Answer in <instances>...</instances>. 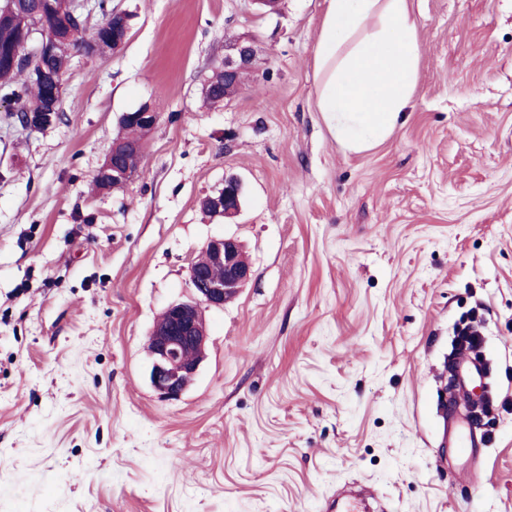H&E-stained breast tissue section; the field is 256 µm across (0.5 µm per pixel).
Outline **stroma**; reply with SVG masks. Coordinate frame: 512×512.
I'll return each instance as SVG.
<instances>
[{
    "label": "stroma",
    "instance_id": "obj_1",
    "mask_svg": "<svg viewBox=\"0 0 512 512\" xmlns=\"http://www.w3.org/2000/svg\"><path fill=\"white\" fill-rule=\"evenodd\" d=\"M112 6L129 35L73 56L60 122L0 116V512H324L353 483L384 512H512V0H412L411 102L360 152L316 110L326 0ZM239 37L256 69L207 107ZM144 103V174L95 193ZM230 175L239 215L204 214ZM224 236L251 279L206 311L193 385L162 398L149 333ZM473 320L509 406L459 457L440 408ZM120 120L133 122L142 129L144 135L156 125L158 115L151 106L144 104L132 112H123Z\"/></svg>",
    "mask_w": 512,
    "mask_h": 512
}]
</instances>
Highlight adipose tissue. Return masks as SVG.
<instances>
[{"mask_svg":"<svg viewBox=\"0 0 512 512\" xmlns=\"http://www.w3.org/2000/svg\"><path fill=\"white\" fill-rule=\"evenodd\" d=\"M419 51L410 0H328L315 45L316 106L348 150L371 147L395 128Z\"/></svg>","mask_w":512,"mask_h":512,"instance_id":"ef3b65f1","label":"adipose tissue"}]
</instances>
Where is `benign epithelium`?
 <instances>
[{"instance_id":"obj_1","label":"benign epithelium","mask_w":512,"mask_h":512,"mask_svg":"<svg viewBox=\"0 0 512 512\" xmlns=\"http://www.w3.org/2000/svg\"><path fill=\"white\" fill-rule=\"evenodd\" d=\"M16 0H0V23L14 27L21 34L18 47L0 49V67L17 68L46 88L45 108L29 119L24 126L46 129L54 125L52 113L62 108L64 85L62 73L48 71L44 59L51 53L58 40L74 37L76 30L88 31L89 14L84 4L70 0L68 9L57 11L56 0H45V10L57 18L48 28L15 5ZM96 34L85 41L81 54L88 58L106 56L102 51V27H95ZM257 48L251 40H236L226 46L224 64L215 71L212 82L224 85L220 100L234 96L240 74L251 71L256 62ZM120 120L130 121L143 132H149L157 123L158 115L151 106L144 104L131 112L122 113ZM144 150L143 139L112 143V152L96 172L97 179L111 189L122 188L139 173L120 166L116 156ZM242 183L234 176L224 178L221 188L205 197L207 206L216 216L231 218L241 211ZM202 263L192 262L189 278L193 295L165 309L163 323L153 326L149 336L151 359L150 381L153 388L168 399H177L195 380L199 367L206 357L207 326L203 312L208 308H221L234 297L251 277L250 263L241 245L231 237L210 240L201 252ZM223 271V276L212 275V270Z\"/></svg>"}]
</instances>
